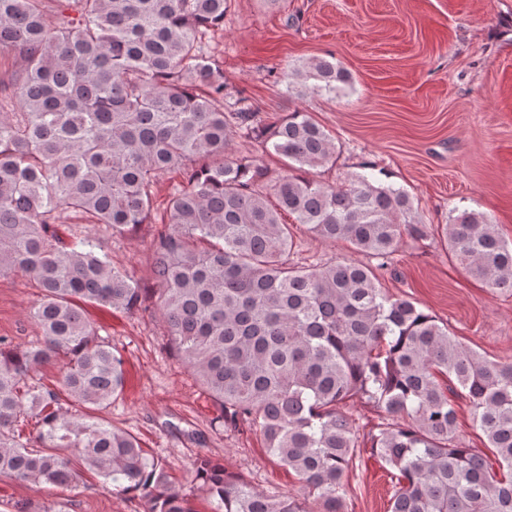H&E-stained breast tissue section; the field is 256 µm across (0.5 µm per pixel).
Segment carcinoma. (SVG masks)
Returning <instances> with one entry per match:
<instances>
[{"label": "carcinoma", "instance_id": "cac0c4a2", "mask_svg": "<svg viewBox=\"0 0 512 512\" xmlns=\"http://www.w3.org/2000/svg\"><path fill=\"white\" fill-rule=\"evenodd\" d=\"M226 8L227 0H0V53L19 60L0 77V274L40 289L31 317L41 336L27 349L0 337V476L63 490L81 466L141 497L146 512H194L133 435L69 411L107 408L125 383L121 358L83 305L130 313L142 301L134 277L92 239L66 240L57 229L65 210L124 235L148 223L159 178L175 174L187 185L170 193L169 230L153 253L161 314L224 426L259 434L303 488L301 498L259 491L203 454L195 479L215 510L346 512L344 475L359 445L343 405L357 396L387 416L371 440L397 471L390 512H512V362L487 359L412 299L379 288L403 237L428 236L404 190L365 175L271 185L257 160L229 155L240 137L314 169L336 143L306 112L265 124L247 97H228L203 46ZM290 78L328 94L349 82L326 58ZM286 215L377 264L289 266ZM444 231L473 279L512 288V246L484 213L463 210ZM58 359V386L45 389L35 375ZM460 395L491 453L457 442ZM29 417L38 429L25 440Z\"/></svg>", "mask_w": 512, "mask_h": 512}]
</instances>
